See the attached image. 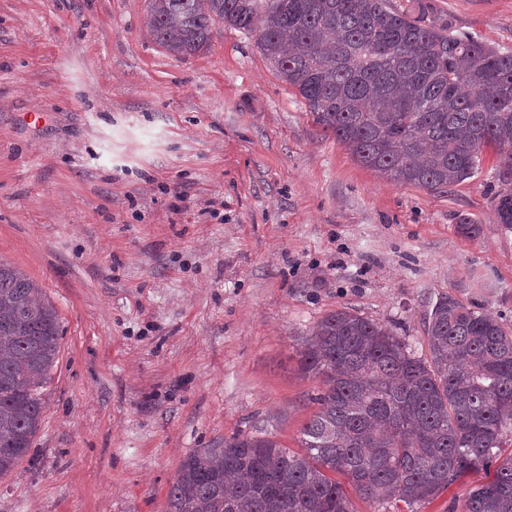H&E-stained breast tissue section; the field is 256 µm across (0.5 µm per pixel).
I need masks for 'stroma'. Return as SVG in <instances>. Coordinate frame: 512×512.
<instances>
[{"label":"stroma","mask_w":512,"mask_h":512,"mask_svg":"<svg viewBox=\"0 0 512 512\" xmlns=\"http://www.w3.org/2000/svg\"><path fill=\"white\" fill-rule=\"evenodd\" d=\"M388 5L512 53V0ZM147 10L0 0V258L62 330L0 512H165L192 449L262 429L299 450L319 384L298 351L334 310L422 357L447 295L512 331L495 151L441 191L394 183L314 122L256 34L180 58L145 36ZM493 477L469 471L420 512H458Z\"/></svg>","instance_id":"35a3bbf8"}]
</instances>
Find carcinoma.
Listing matches in <instances>:
<instances>
[{
    "label": "carcinoma",
    "instance_id": "carcinoma-1",
    "mask_svg": "<svg viewBox=\"0 0 512 512\" xmlns=\"http://www.w3.org/2000/svg\"><path fill=\"white\" fill-rule=\"evenodd\" d=\"M258 32L262 54L314 121L362 165L431 191L471 178L491 147L512 170V53L443 34L387 0H149L147 35L175 56L205 50L219 26ZM512 229V189L497 195ZM430 357L378 321L333 311L302 341L321 384L304 453L237 432L182 460L166 512H352L361 495L407 512L466 472L496 465L461 512H512V332L444 296L427 317ZM44 288L0 259V475L28 457L59 353Z\"/></svg>",
    "mask_w": 512,
    "mask_h": 512
}]
</instances>
